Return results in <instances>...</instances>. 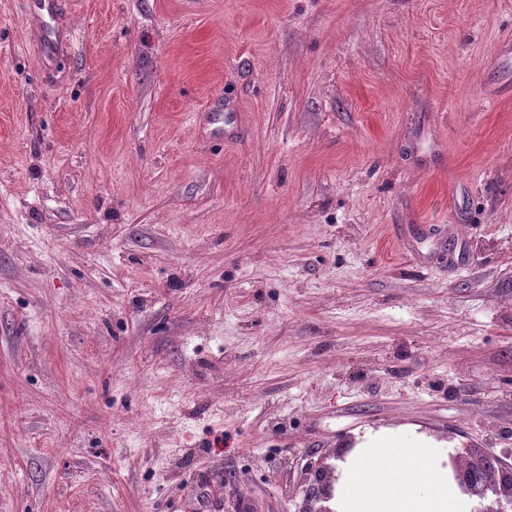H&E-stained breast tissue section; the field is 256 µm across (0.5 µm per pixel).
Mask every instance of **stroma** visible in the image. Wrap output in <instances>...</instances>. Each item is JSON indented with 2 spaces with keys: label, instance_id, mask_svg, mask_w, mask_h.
Segmentation results:
<instances>
[{
  "label": "stroma",
  "instance_id": "stroma-1",
  "mask_svg": "<svg viewBox=\"0 0 512 512\" xmlns=\"http://www.w3.org/2000/svg\"><path fill=\"white\" fill-rule=\"evenodd\" d=\"M0 0V512H295L410 428L512 464V0ZM29 11L36 12L41 21L39 51L44 66L51 65L63 54L64 48H69L73 37L71 34L63 36L56 18L66 5L64 0H28Z\"/></svg>",
  "mask_w": 512,
  "mask_h": 512
}]
</instances>
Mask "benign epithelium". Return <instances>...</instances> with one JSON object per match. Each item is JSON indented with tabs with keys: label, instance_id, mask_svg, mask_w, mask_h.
<instances>
[{
	"label": "benign epithelium",
	"instance_id": "1",
	"mask_svg": "<svg viewBox=\"0 0 512 512\" xmlns=\"http://www.w3.org/2000/svg\"><path fill=\"white\" fill-rule=\"evenodd\" d=\"M448 473L459 492L476 501L472 512H512V464L492 463L485 451L448 455ZM339 475L336 467L319 460L308 467L303 498L295 512H333Z\"/></svg>",
	"mask_w": 512,
	"mask_h": 512
}]
</instances>
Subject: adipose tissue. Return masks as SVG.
<instances>
[{
    "mask_svg": "<svg viewBox=\"0 0 512 512\" xmlns=\"http://www.w3.org/2000/svg\"><path fill=\"white\" fill-rule=\"evenodd\" d=\"M446 443L403 429L367 433L339 465L334 512H471L448 480Z\"/></svg>",
    "mask_w": 512,
    "mask_h": 512,
    "instance_id": "ef3b65f1",
    "label": "adipose tissue"
}]
</instances>
